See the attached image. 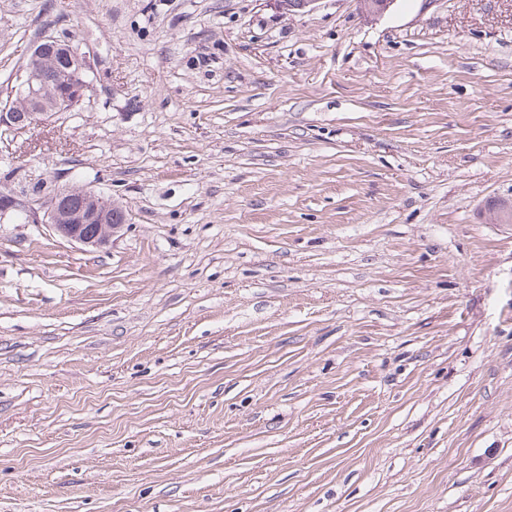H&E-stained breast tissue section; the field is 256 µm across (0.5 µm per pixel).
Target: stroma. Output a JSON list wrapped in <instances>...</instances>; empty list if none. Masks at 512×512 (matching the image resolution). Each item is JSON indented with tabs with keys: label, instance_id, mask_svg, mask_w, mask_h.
<instances>
[{
	"label": "stroma",
	"instance_id": "1",
	"mask_svg": "<svg viewBox=\"0 0 512 512\" xmlns=\"http://www.w3.org/2000/svg\"><path fill=\"white\" fill-rule=\"evenodd\" d=\"M126 221L0 224V512H512V0H0ZM57 53L68 58L69 69L74 68L72 75L63 79L59 86V80L68 68V60ZM45 61L43 79L47 91L52 95L57 88L51 98L46 97L42 84L41 67ZM91 72L90 59L79 43L51 36L42 38L33 45L28 63L16 78L17 84L11 87L9 102L2 106L0 101V128L22 131L52 114L50 110L72 112L84 101L90 87Z\"/></svg>",
	"mask_w": 512,
	"mask_h": 512
}]
</instances>
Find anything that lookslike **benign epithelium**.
I'll return each mask as SVG.
<instances>
[{"mask_svg": "<svg viewBox=\"0 0 512 512\" xmlns=\"http://www.w3.org/2000/svg\"><path fill=\"white\" fill-rule=\"evenodd\" d=\"M61 54L68 58L72 75L60 83L51 97H46L42 84V65ZM91 62L80 44L46 36L35 43L28 63L17 77V84L10 90L9 102L0 105V128L22 131L56 112H71L82 104L90 87ZM15 182L0 189V223L10 224L22 220L30 224H45L58 237L86 247L102 248L112 239L119 225L109 219V208L103 197L92 189L84 188L85 206L73 211L65 206L62 194L53 196L34 194L27 186L38 183L47 186L56 178L46 172L15 168ZM94 225L95 231L87 230Z\"/></svg>", "mask_w": 512, "mask_h": 512, "instance_id": "benign-epithelium-1", "label": "benign epithelium"}]
</instances>
